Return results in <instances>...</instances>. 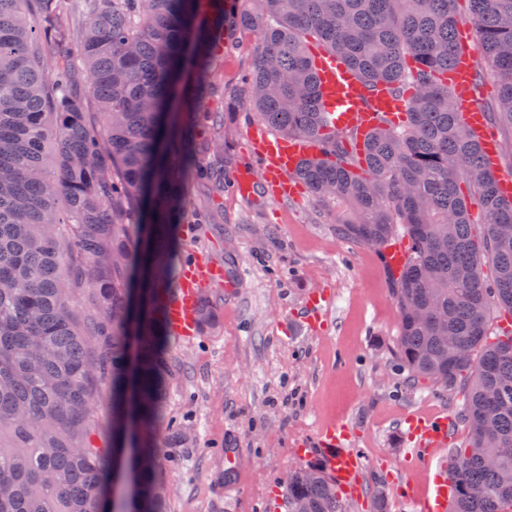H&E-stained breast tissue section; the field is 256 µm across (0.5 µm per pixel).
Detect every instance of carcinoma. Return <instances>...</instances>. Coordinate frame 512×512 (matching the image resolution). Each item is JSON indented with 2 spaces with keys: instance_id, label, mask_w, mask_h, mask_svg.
Here are the masks:
<instances>
[{
  "instance_id": "obj_1",
  "label": "carcinoma",
  "mask_w": 512,
  "mask_h": 512,
  "mask_svg": "<svg viewBox=\"0 0 512 512\" xmlns=\"http://www.w3.org/2000/svg\"><path fill=\"white\" fill-rule=\"evenodd\" d=\"M73 2L0 0V512H168L151 432L181 370L165 324L177 220L189 181L224 184L197 165L193 124L224 37L251 28L248 109L277 134L322 139L299 169L313 199L340 212L345 239L410 243L392 275L395 359L443 390L468 381L448 512H512V201L443 81L461 53L458 0H79L75 36L61 24ZM466 2L499 87L488 116L512 128V0ZM310 39L369 97L412 87L404 123L381 118L360 152L352 132H324ZM75 285L92 291L88 321ZM101 383L111 417L92 428ZM283 505L346 512L319 463L290 469Z\"/></svg>"
}]
</instances>
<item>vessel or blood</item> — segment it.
<instances>
[{
    "label": "vessel or blood",
    "instance_id": "b4317fda",
    "mask_svg": "<svg viewBox=\"0 0 512 512\" xmlns=\"http://www.w3.org/2000/svg\"><path fill=\"white\" fill-rule=\"evenodd\" d=\"M314 73L321 94V107L327 112L336 129H353L366 135L375 125V117L385 114L395 118L406 112L410 94L394 95L387 87H380L375 97L364 100L363 89L352 70L335 56L318 51L312 56ZM476 69L473 54L459 55L454 67L448 71L456 102L467 125L479 136L482 153L489 161H496L498 146L487 127V116L473 89ZM247 148L259 164V172L238 174L234 190L241 197H251L256 184H263L274 198H295L303 186L295 173L305 160L318 156L320 145L310 138H283L273 134L264 124L251 126ZM221 267L200 259L183 262L177 283V293L167 309L171 335L179 341L189 342L198 336L196 311L204 288L223 282ZM409 425L415 438L412 458L421 464H432L448 443V419L432 416H411ZM350 433L345 425L334 424L323 428L317 444L327 456L330 473L340 496L359 499L362 492L361 473L363 458L350 448ZM452 495L447 475L435 474L425 496L417 503V512H446Z\"/></svg>",
    "mask_w": 512,
    "mask_h": 512
}]
</instances>
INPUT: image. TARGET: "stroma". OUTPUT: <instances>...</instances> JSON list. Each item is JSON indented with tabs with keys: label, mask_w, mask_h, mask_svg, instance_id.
<instances>
[{
	"label": "stroma",
	"mask_w": 512,
	"mask_h": 512,
	"mask_svg": "<svg viewBox=\"0 0 512 512\" xmlns=\"http://www.w3.org/2000/svg\"><path fill=\"white\" fill-rule=\"evenodd\" d=\"M259 40L241 30L224 42L217 66L224 115V179L246 162L249 126L243 79ZM189 198L210 221L184 229L180 258L219 265L227 286L207 296L218 318L170 352L185 371L167 390L154 433L166 445V422L193 428L189 447L162 457L170 512H266L270 490L302 465L294 453L324 425L345 424L364 458L366 497L346 512H415L406 484L425 492L430 470L409 458L406 420L414 414L454 416L462 389L412 386L393 359L399 313L377 250L344 239L337 215L311 196L243 199L210 183ZM235 466H228V457Z\"/></svg>",
	"instance_id": "35a3bbf8"
}]
</instances>
